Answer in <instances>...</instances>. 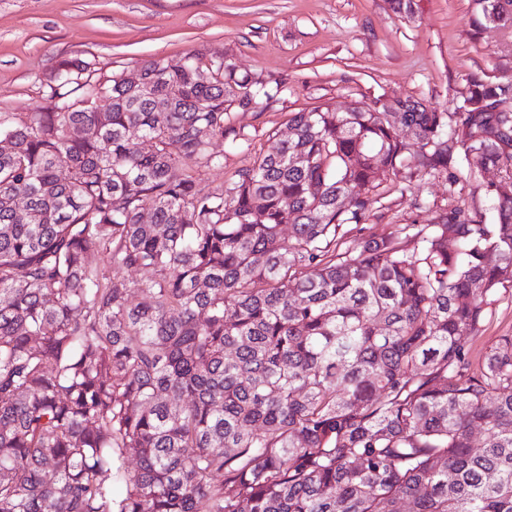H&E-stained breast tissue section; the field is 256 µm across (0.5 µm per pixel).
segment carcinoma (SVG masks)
Segmentation results:
<instances>
[{"instance_id": "carcinoma-1", "label": "carcinoma", "mask_w": 512, "mask_h": 512, "mask_svg": "<svg viewBox=\"0 0 512 512\" xmlns=\"http://www.w3.org/2000/svg\"><path fill=\"white\" fill-rule=\"evenodd\" d=\"M139 73L63 58L0 113V512H512V332L465 342L512 285V190L336 251L384 182L512 179V84L292 112L214 187L211 140L279 88L207 49Z\"/></svg>"}]
</instances>
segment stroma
Masks as SVG:
<instances>
[{"instance_id": "stroma-1", "label": "stroma", "mask_w": 512, "mask_h": 512, "mask_svg": "<svg viewBox=\"0 0 512 512\" xmlns=\"http://www.w3.org/2000/svg\"><path fill=\"white\" fill-rule=\"evenodd\" d=\"M414 18L388 0H0V112L44 106L46 86L64 57L91 61L108 73L146 60L177 65L197 50L223 52L240 73L282 82L270 107L236 110L249 146L212 144L224 167L208 173L219 185L250 167L272 132L287 134L288 115L321 104L339 108L364 96L411 98L441 110L470 75L512 81V27L474 30L471 0H419ZM489 171L449 186L442 178L418 192L387 193L373 204L367 234L406 236L411 224L432 223L443 209L493 210ZM512 331V287L499 289L483 327L467 342L481 357Z\"/></svg>"}]
</instances>
